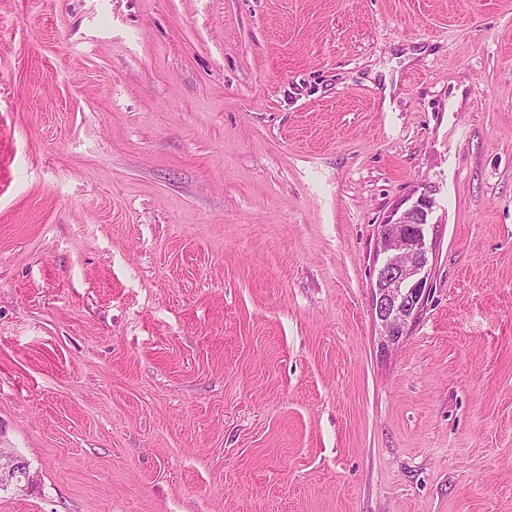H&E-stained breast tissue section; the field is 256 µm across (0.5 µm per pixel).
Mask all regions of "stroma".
I'll use <instances>...</instances> for the list:
<instances>
[{
    "instance_id": "1",
    "label": "stroma",
    "mask_w": 512,
    "mask_h": 512,
    "mask_svg": "<svg viewBox=\"0 0 512 512\" xmlns=\"http://www.w3.org/2000/svg\"><path fill=\"white\" fill-rule=\"evenodd\" d=\"M0 448V512H512V0H0ZM433 200L421 194L399 213L394 209L380 224L372 288V310L380 326L382 345L399 346L408 335L409 325L421 310L429 279L428 216ZM18 475L23 476V483H27V485L32 482L30 470L27 468L25 461L20 456L6 453L0 448V485H19Z\"/></svg>"
}]
</instances>
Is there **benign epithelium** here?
Listing matches in <instances>:
<instances>
[{
	"mask_svg": "<svg viewBox=\"0 0 512 512\" xmlns=\"http://www.w3.org/2000/svg\"><path fill=\"white\" fill-rule=\"evenodd\" d=\"M433 200L421 194L404 211L394 209L380 224L376 255L383 259L375 270L372 310L380 326L382 345L399 346L421 310L429 279L428 216ZM32 482L20 456L0 449V485Z\"/></svg>",
	"mask_w": 512,
	"mask_h": 512,
	"instance_id": "benign-epithelium-1",
	"label": "benign epithelium"
}]
</instances>
